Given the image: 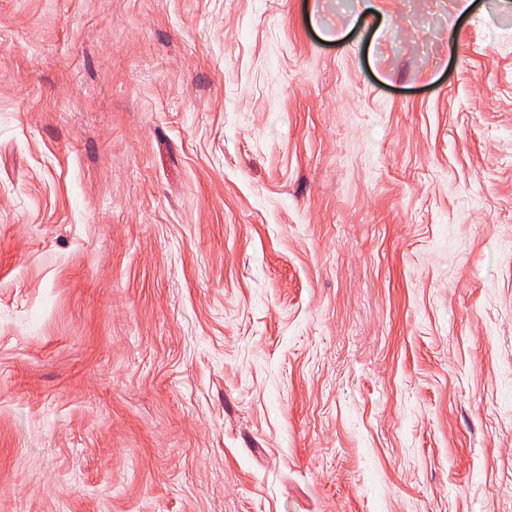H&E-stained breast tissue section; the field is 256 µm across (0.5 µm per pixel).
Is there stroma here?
Instances as JSON below:
<instances>
[{
	"mask_svg": "<svg viewBox=\"0 0 512 512\" xmlns=\"http://www.w3.org/2000/svg\"><path fill=\"white\" fill-rule=\"evenodd\" d=\"M512 0H0V512H512Z\"/></svg>",
	"mask_w": 512,
	"mask_h": 512,
	"instance_id": "stroma-1",
	"label": "stroma"
}]
</instances>
